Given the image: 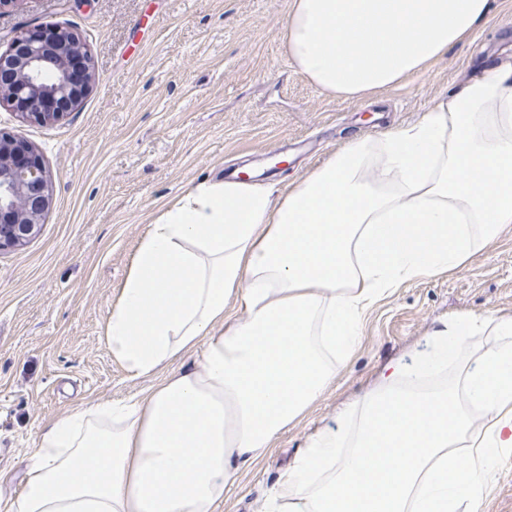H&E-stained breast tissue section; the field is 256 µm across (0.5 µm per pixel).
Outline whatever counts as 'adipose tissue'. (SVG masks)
I'll return each instance as SVG.
<instances>
[{
  "mask_svg": "<svg viewBox=\"0 0 512 512\" xmlns=\"http://www.w3.org/2000/svg\"><path fill=\"white\" fill-rule=\"evenodd\" d=\"M494 8L293 0L284 47L323 93L363 101L421 74ZM507 224L512 63L474 72L414 124L348 138L287 185L224 179L181 194L148 224L105 328L112 355L157 384L55 421L0 512H217L334 381L374 303L461 267ZM485 331L495 350L411 389ZM431 342L382 364L345 429L317 430L261 512H477L512 448V317L462 318Z\"/></svg>",
  "mask_w": 512,
  "mask_h": 512,
  "instance_id": "adipose-tissue-1",
  "label": "adipose tissue"
}]
</instances>
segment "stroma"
<instances>
[{
  "label": "stroma",
  "instance_id": "1",
  "mask_svg": "<svg viewBox=\"0 0 512 512\" xmlns=\"http://www.w3.org/2000/svg\"><path fill=\"white\" fill-rule=\"evenodd\" d=\"M420 75L365 101L322 94L286 55L292 0H15L0 10V52L24 29L75 31L95 82L53 126L21 123L0 103V130L40 152L52 203L38 235L0 251V498L21 490L33 443L58 418L148 388L104 341L105 326L148 224L204 181L251 167L291 182L347 138L417 121L474 67L512 58V0ZM512 316V224L454 271L401 284L370 308L335 381L245 469L217 512H259L309 437L334 424L379 365L431 350L442 323ZM478 512H512V451Z\"/></svg>",
  "mask_w": 512,
  "mask_h": 512
}]
</instances>
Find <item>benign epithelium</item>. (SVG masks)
<instances>
[{
	"label": "benign epithelium",
	"mask_w": 512,
	"mask_h": 512,
	"mask_svg": "<svg viewBox=\"0 0 512 512\" xmlns=\"http://www.w3.org/2000/svg\"><path fill=\"white\" fill-rule=\"evenodd\" d=\"M95 81L77 33L45 23L0 54V101L21 104V122L55 125L79 108ZM51 203L42 157L20 134L0 130V250L35 237Z\"/></svg>",
	"instance_id": "1"
}]
</instances>
